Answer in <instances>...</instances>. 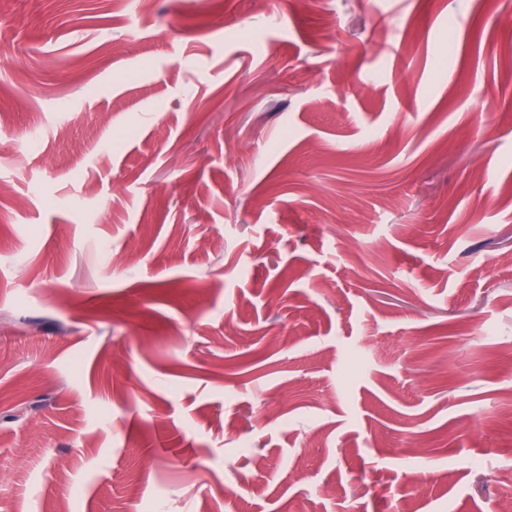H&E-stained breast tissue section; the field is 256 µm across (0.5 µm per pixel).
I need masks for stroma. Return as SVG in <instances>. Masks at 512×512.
<instances>
[{"label":"stroma","mask_w":512,"mask_h":512,"mask_svg":"<svg viewBox=\"0 0 512 512\" xmlns=\"http://www.w3.org/2000/svg\"><path fill=\"white\" fill-rule=\"evenodd\" d=\"M511 485L512 0H0V512Z\"/></svg>","instance_id":"1"}]
</instances>
